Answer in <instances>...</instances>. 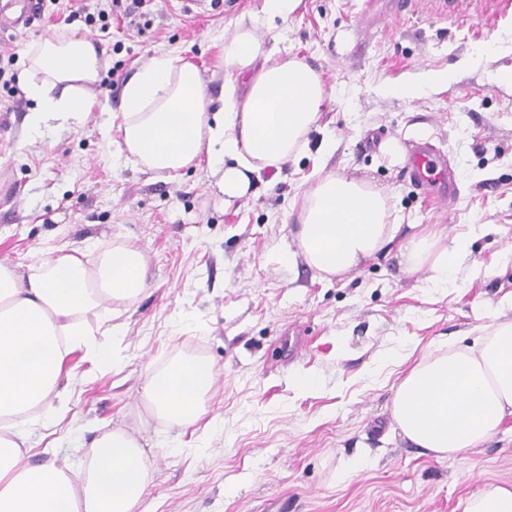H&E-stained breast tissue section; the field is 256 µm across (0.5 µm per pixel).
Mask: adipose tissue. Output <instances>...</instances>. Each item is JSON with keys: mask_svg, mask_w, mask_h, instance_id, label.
<instances>
[{"mask_svg": "<svg viewBox=\"0 0 512 512\" xmlns=\"http://www.w3.org/2000/svg\"><path fill=\"white\" fill-rule=\"evenodd\" d=\"M301 0H263L261 12L239 23L222 53L224 87L211 97L197 67L158 54L125 84L118 154L145 172L179 171L206 160L225 204L244 198L253 179L281 169L317 128L329 93L320 74L295 57L273 61L261 35L267 17L288 19ZM105 52L91 38L50 35L28 53L24 84L35 101L30 122L89 111ZM388 194L362 179L325 176L310 188L297 232L305 261L317 271L349 272L390 244ZM443 232L422 230L402 246L405 268L429 267L433 287L447 285L465 252ZM146 260L132 247L104 252L89 267L84 252L60 254L20 269L0 265V512H134L149 483L144 451L122 430L101 436L78 467L30 464L24 427L35 412L55 414L65 403L66 358L94 347L81 315L103 299L145 291ZM212 365L182 361L147 377L143 397L179 428L194 426L214 383ZM392 415L402 437L439 458L487 442L512 420V320L498 322L476 346L439 350L398 383Z\"/></svg>", "mask_w": 512, "mask_h": 512, "instance_id": "obj_1", "label": "adipose tissue"}]
</instances>
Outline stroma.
<instances>
[{
    "instance_id": "stroma-1",
    "label": "stroma",
    "mask_w": 512,
    "mask_h": 512,
    "mask_svg": "<svg viewBox=\"0 0 512 512\" xmlns=\"http://www.w3.org/2000/svg\"><path fill=\"white\" fill-rule=\"evenodd\" d=\"M99 2L45 0L30 27L0 33L16 88L28 48L74 30L123 76L97 89L90 112L37 133L32 99L0 112V263L36 264L88 242L92 261L119 245L147 260L143 294L85 315L115 361L82 349L67 359L68 410L28 423L33 460L75 463L104 432L127 431L151 475L135 512H464L482 484L511 486L512 421L480 448L438 458L399 435L391 401L423 356L512 320V84L500 82L512 72V14L491 29L477 0H408L400 13L377 0L364 21L363 0H301L290 21L270 20L280 57L305 58L334 94L307 149L228 207L206 167L153 178L134 157L113 156L112 141L123 81L150 56L190 60L219 96L222 46L262 0L202 14L152 0L106 37L71 15ZM441 73L447 81L433 83ZM420 138L455 169L447 211L403 175ZM328 174L385 188L391 223L467 238L448 285L407 271L394 243L318 278L296 233L305 193ZM191 358L212 363L215 384L199 426L182 430L140 392L152 371ZM357 457L365 465L342 478Z\"/></svg>"
}]
</instances>
